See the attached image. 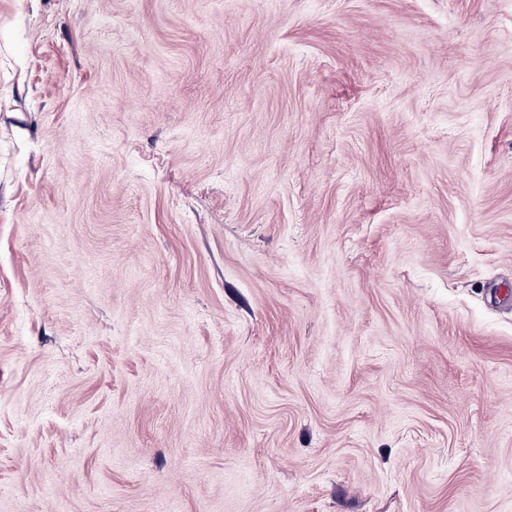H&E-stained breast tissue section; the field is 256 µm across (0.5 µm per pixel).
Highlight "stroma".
Instances as JSON below:
<instances>
[{"mask_svg": "<svg viewBox=\"0 0 512 512\" xmlns=\"http://www.w3.org/2000/svg\"><path fill=\"white\" fill-rule=\"evenodd\" d=\"M512 0H0V512H512Z\"/></svg>", "mask_w": 512, "mask_h": 512, "instance_id": "obj_1", "label": "stroma"}]
</instances>
